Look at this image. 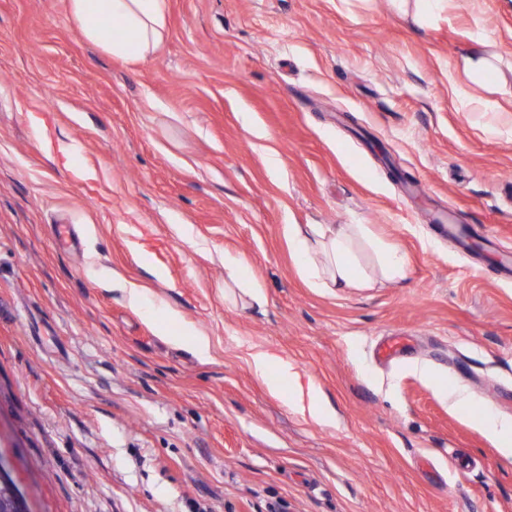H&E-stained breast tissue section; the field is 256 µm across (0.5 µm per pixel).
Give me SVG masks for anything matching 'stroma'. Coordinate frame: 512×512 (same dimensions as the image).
Returning <instances> with one entry per match:
<instances>
[{
  "label": "stroma",
  "instance_id": "obj_1",
  "mask_svg": "<svg viewBox=\"0 0 512 512\" xmlns=\"http://www.w3.org/2000/svg\"><path fill=\"white\" fill-rule=\"evenodd\" d=\"M448 210L512 254V0H167L129 61L66 0H0V458L29 512H512L482 426L512 418V283ZM286 224L367 225L405 276L309 287ZM224 268L227 271L228 278L239 286L251 301L257 304L264 301L265 293L263 285L257 279L248 277L245 274L243 261L227 256L224 258ZM250 367L258 378L263 380L272 393H278L281 384L285 381L291 382L292 394L291 404L301 411L307 410L308 414L316 421L323 424H333L335 415L327 410L320 401V393L310 386L307 391V404L302 387L298 384V378L293 366L286 360L276 359L267 352H255L249 360Z\"/></svg>",
  "mask_w": 512,
  "mask_h": 512
}]
</instances>
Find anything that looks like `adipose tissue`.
<instances>
[{
	"mask_svg": "<svg viewBox=\"0 0 512 512\" xmlns=\"http://www.w3.org/2000/svg\"><path fill=\"white\" fill-rule=\"evenodd\" d=\"M165 5L166 0H68L70 17L88 41L112 56L132 60L147 57L161 42ZM108 19L116 21L118 27L107 38L103 23ZM283 234L298 272L310 287L356 288L363 283L365 273L358 248L369 239L366 225L287 224ZM249 364L271 392H279L283 382H291L295 407L306 408L320 423H334L335 416L321 403L318 390L297 385V375L288 361L259 351L251 354Z\"/></svg>",
	"mask_w": 512,
	"mask_h": 512,
	"instance_id": "obj_1",
	"label": "adipose tissue"
}]
</instances>
